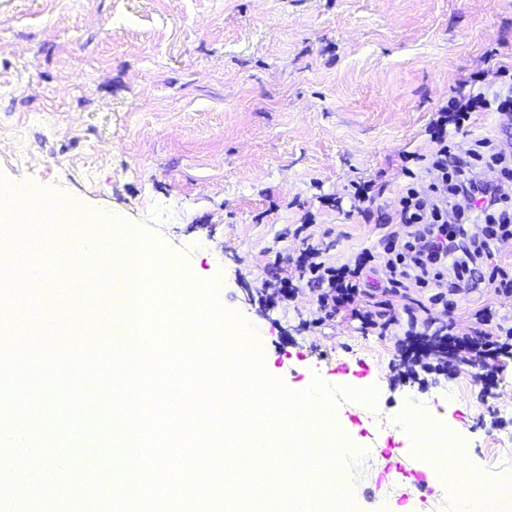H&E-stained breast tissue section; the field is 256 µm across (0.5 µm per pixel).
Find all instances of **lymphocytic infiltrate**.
<instances>
[{"mask_svg":"<svg viewBox=\"0 0 512 512\" xmlns=\"http://www.w3.org/2000/svg\"><path fill=\"white\" fill-rule=\"evenodd\" d=\"M492 107L512 125V94L494 105L480 93L461 95L437 108L428 150L402 155L407 182L384 217L393 230L375 245L331 260L304 218L300 248L287 276L274 281V296L293 302L303 281L316 295L317 322L342 315L362 332L395 336L391 366L400 379H454L487 361L511 360L512 325L488 308L464 324L428 315V305L409 295L429 288V304L448 307L471 284L512 294V268L494 256L512 238V154L495 138L467 134L474 112Z\"/></svg>","mask_w":512,"mask_h":512,"instance_id":"lymphocytic-infiltrate-1","label":"lymphocytic infiltrate"}]
</instances>
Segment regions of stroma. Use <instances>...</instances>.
<instances>
[{"label":"stroma","mask_w":512,"mask_h":512,"mask_svg":"<svg viewBox=\"0 0 512 512\" xmlns=\"http://www.w3.org/2000/svg\"><path fill=\"white\" fill-rule=\"evenodd\" d=\"M512 52V0H0V183L49 189L85 214L138 225L199 281L219 278L218 301L257 337L266 370L291 391L314 381L371 389L363 415L339 416L355 446L381 458L404 451L383 476L366 457L350 467L349 512H396L385 477L415 481L419 445L410 408L468 440L487 477L512 474V362L487 387L481 369L448 381L396 383L391 341L344 317L303 332L313 291L273 307L262 282L298 249L295 228L313 216L332 258L377 240L344 199L353 180L382 188L389 211L404 152L428 140L437 106L501 80L486 51ZM341 197L340 207L329 206ZM84 304L44 300L47 327H83L111 345L112 308L100 290ZM433 316L483 306L512 318V297L462 290ZM85 434L68 456L41 460L55 495L75 504L88 466Z\"/></svg>","instance_id":"1"}]
</instances>
